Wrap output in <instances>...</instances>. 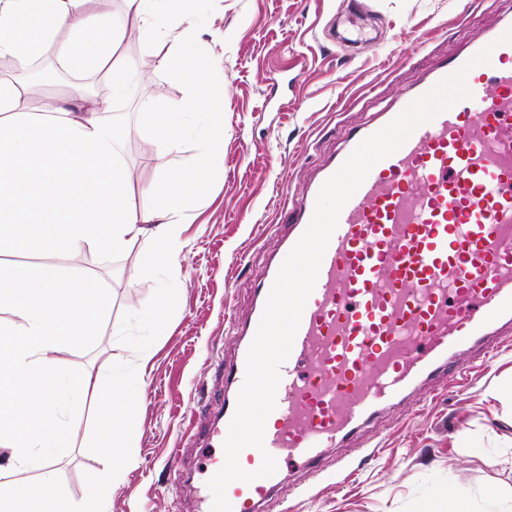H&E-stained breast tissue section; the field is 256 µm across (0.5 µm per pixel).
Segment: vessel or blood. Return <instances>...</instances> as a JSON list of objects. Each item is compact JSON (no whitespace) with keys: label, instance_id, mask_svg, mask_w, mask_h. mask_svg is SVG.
<instances>
[{"label":"vessel or blood","instance_id":"obj_1","mask_svg":"<svg viewBox=\"0 0 512 512\" xmlns=\"http://www.w3.org/2000/svg\"><path fill=\"white\" fill-rule=\"evenodd\" d=\"M502 21L443 60L400 104L352 132L307 189L290 202L286 248L313 215L317 194L357 145L461 67L469 99L455 103L373 166L342 209L288 359L263 449L245 448L241 467L263 453L314 463L344 443L380 407L420 380L448 373L459 350L512 324V44ZM489 63L469 61L486 45ZM279 270L270 264L246 326L254 338ZM235 404L192 422L197 512H211L208 480L223 466ZM275 477L228 485L232 512H260Z\"/></svg>","mask_w":512,"mask_h":512}]
</instances>
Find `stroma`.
<instances>
[{
	"instance_id": "obj_1",
	"label": "stroma",
	"mask_w": 512,
	"mask_h": 512,
	"mask_svg": "<svg viewBox=\"0 0 512 512\" xmlns=\"http://www.w3.org/2000/svg\"><path fill=\"white\" fill-rule=\"evenodd\" d=\"M197 9L200 59L224 67L211 85L223 104L224 163L206 175L174 264L148 261L140 237L115 253L0 241V264L85 273L110 291L94 346L59 354L93 385L72 449L54 466L69 499L84 502L85 474L107 469L87 449L99 386L113 363L134 365L132 458L110 485L104 512H194L192 487L170 476L168 456L188 417L219 404L215 365L235 361L255 289L268 263L285 257L282 193H301L349 130L495 27L512 0H198ZM216 31L223 42L213 41ZM123 52L142 75L141 98L161 107L182 96L161 65L166 44L133 34ZM138 109L128 99L114 112L136 203L169 165ZM164 291L174 312L144 331L141 314ZM462 356L472 362L465 375L419 383L314 465L280 462L265 512H448L450 487L471 512H512V325L499 329L489 353Z\"/></svg>"
}]
</instances>
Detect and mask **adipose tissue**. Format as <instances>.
Masks as SVG:
<instances>
[{
  "instance_id": "1",
  "label": "adipose tissue",
  "mask_w": 512,
  "mask_h": 512,
  "mask_svg": "<svg viewBox=\"0 0 512 512\" xmlns=\"http://www.w3.org/2000/svg\"><path fill=\"white\" fill-rule=\"evenodd\" d=\"M126 2L141 37L168 43L162 64L184 88L164 107L146 101L140 109L157 153L172 157V164L143 190L141 205H133L115 152L122 131L104 119L140 89L133 62L117 54L125 27L108 13H85L80 0H0V58L28 63L50 47L74 69L105 72L109 81L106 96L73 83L67 95L74 109L50 102L32 113L34 86L0 78L1 237L52 251L87 246L114 252L139 234V222L151 221L165 261L178 253L184 213L204 193L200 174L224 161V140L214 133L221 113L210 96L212 76L199 63L195 0ZM190 136L196 154L186 167L175 157Z\"/></svg>"
}]
</instances>
